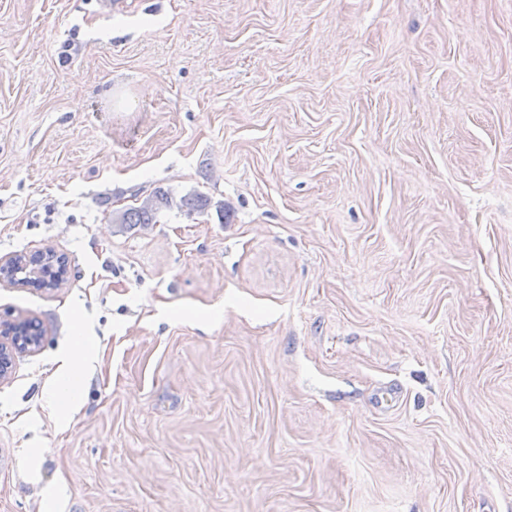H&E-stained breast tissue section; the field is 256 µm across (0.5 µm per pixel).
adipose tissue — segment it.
Masks as SVG:
<instances>
[{
    "instance_id": "ef3b65f1",
    "label": "adipose tissue",
    "mask_w": 512,
    "mask_h": 512,
    "mask_svg": "<svg viewBox=\"0 0 512 512\" xmlns=\"http://www.w3.org/2000/svg\"><path fill=\"white\" fill-rule=\"evenodd\" d=\"M93 357L85 325H75L72 345L63 352L59 370L49 391L55 411L72 406L82 376L89 369Z\"/></svg>"
}]
</instances>
